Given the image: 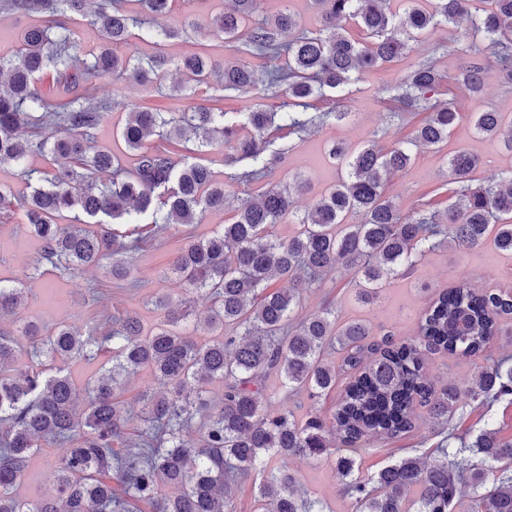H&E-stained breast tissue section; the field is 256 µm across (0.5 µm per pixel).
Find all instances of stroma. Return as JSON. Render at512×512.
<instances>
[{
  "instance_id": "obj_1",
  "label": "stroma",
  "mask_w": 512,
  "mask_h": 512,
  "mask_svg": "<svg viewBox=\"0 0 512 512\" xmlns=\"http://www.w3.org/2000/svg\"><path fill=\"white\" fill-rule=\"evenodd\" d=\"M226 0H175L170 14L148 18L146 26L183 29L181 38L165 43V52L173 57L190 53H207L216 59L243 63L254 70H262L264 59L242 56L219 38L206 34L212 17L223 10ZM454 30L446 26L412 43L410 49L395 64L365 73L355 84L345 89L331 90L321 102V109H336L345 118L315 129L301 138L289 137L288 152L277 168L274 181L289 182L300 177L307 180L312 191L297 198L294 209L306 213L317 194L333 185L338 169L325 155L327 141L342 140L351 147L376 142L380 147L391 146L396 140L407 137L419 115L394 113L389 85L397 83L419 62L431 61L445 76L437 95L439 101H454L462 119L447 144L439 148H418L410 166L390 182L389 192L402 211L408 212L418 200H430L439 208L448 205L445 185L449 178L448 159L459 149L478 155L482 167L477 171L479 180L487 181L501 172L512 170V150L504 136L483 137L473 131L472 120L481 112L493 110L504 117H512V89H505L500 72L487 66L483 73L484 89L471 95L451 84L462 56L471 49H478L483 56H490L489 41L477 39L475 46L460 42L455 51H448V42H454ZM172 80L157 85H140L114 76L105 79L100 92L113 96L117 109L96 129L94 147H109L123 151L124 145L113 136V129L125 118L124 106L134 103L142 108H160L181 112L206 104L210 95L207 86L187 91L181 98L172 95ZM226 214L222 211L206 212L201 223L170 227L163 231L144 229L143 242L133 259L132 273L144 282L143 288L131 291L124 281L115 279L108 268L90 270H53L35 278L31 272L36 265L41 245L27 231L19 212L0 209V279L24 289L25 304L17 312V323L34 322L50 326L68 320L82 331L105 332L109 315L136 311L144 326H152L160 317L149 299L154 292L172 295L181 292L179 282L169 274L168 268L174 254L185 244L188 236L206 235L222 225ZM469 280L477 287L487 289L512 286V254L497 251L493 245L459 253L450 249L428 254L418 262L408 275L387 285L377 303L366 306L358 303L350 289L348 277L325 281L321 288L306 294L297 309L298 316L308 317L317 313L324 302H331L338 321L364 320L375 327L391 330L396 336L415 335L417 320L440 291ZM98 292L95 304H88L89 289ZM502 336L490 343L483 358L434 356L425 373L431 381L452 383L459 387L470 385L482 359H499L512 353V318L500 321ZM417 420L411 431L395 438L374 437L356 453L361 475L367 476L394 463L405 454L432 458L438 449L447 447L445 435L434 431L425 408H417ZM452 425L456 434L472 438L481 430L496 429L501 438L512 440V402L503 400L492 408L477 406L469 397H461L459 409ZM64 453L62 445L48 443L20 484L22 496L37 499L51 493L55 487L56 469ZM298 473L304 489L310 496L324 500L331 512H351V505L341 493V478L335 468L334 457L319 459L295 458L289 463Z\"/></svg>"
}]
</instances>
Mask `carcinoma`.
<instances>
[{
	"instance_id": "1",
	"label": "carcinoma",
	"mask_w": 512,
	"mask_h": 512,
	"mask_svg": "<svg viewBox=\"0 0 512 512\" xmlns=\"http://www.w3.org/2000/svg\"><path fill=\"white\" fill-rule=\"evenodd\" d=\"M116 0H3L4 10L37 18L16 48L0 54V165H22L30 153L50 151L55 168L24 170L32 191L14 197L29 232L41 243V264L77 270L112 262L111 273L137 288L123 255L138 249L137 230L121 232L105 219L129 224L132 214H151L155 226L199 224L204 212L231 210L225 224L209 235L192 236L174 256L169 270L182 282V295L152 296L160 312L152 327L134 311L112 316L104 334L84 336L63 320L53 327L28 324L0 327V512H237L235 490L247 477L260 476L255 512H327V506L298 489L292 458L335 456L346 478L342 491L352 512H455L463 489L475 497V512H512V441L486 429L468 443L450 423L462 394L487 405L512 397V366L505 356L479 366L469 387L437 385L425 376L431 356L475 357L499 338L500 319L512 317V292L479 289L467 281L437 294L418 322L417 335L396 341L393 332L374 340L363 320L340 323L330 306L304 319L293 317L304 294L336 275H352L361 304H371L392 279L407 274L427 253L453 247L465 252L492 241L512 254V171L487 184L475 183L479 159L459 150L449 160L448 194L439 209L420 200L404 213L389 194L390 178L411 163L410 146L435 147L448 140L461 120L454 103L434 99L439 74L429 62L418 64L394 87L402 110L425 112L410 136L389 150L376 143L351 148L330 145L329 155L343 171L319 194L295 234L275 228L292 215L294 186L262 188L229 208L224 183L249 187L265 181L288 149L275 145L301 135L345 112L308 115L306 100L326 89H343L360 76L396 62L410 43L469 15L474 0H313L321 26L299 31L295 17L281 11L251 26L261 0H231L210 23L214 35L237 51L263 56L270 65L262 78L248 67L220 66L201 54L180 58L163 53L119 56L141 35L139 14L165 16L174 0H133L138 12L114 7ZM472 26L457 31L459 41L482 36L493 45L492 58L464 59L453 80L472 93L482 91L487 63L499 67L512 85V0H492ZM102 30L104 42L85 51L72 25L86 16ZM354 25L366 40H354ZM295 37L285 41L287 34ZM173 71V90L206 84L219 103L226 91L272 92L288 97V112H267L259 104L245 113L253 130L241 138L224 123L222 108L198 106L177 116L132 107L119 138L135 156L125 170L107 150L92 151V131L112 112V99L98 96L102 80L114 75L137 83L158 82ZM303 111H298V108ZM31 129L34 139L19 141ZM474 130L486 136L507 132L512 121L482 112ZM158 137L181 140L180 160L169 150L148 146ZM224 150V182L197 157L200 148ZM110 174L104 181L100 175ZM74 211L95 220L92 231L62 226L56 217ZM358 213V224L344 223ZM210 303L202 327H189L194 296ZM22 289L0 285V322L20 306ZM208 337H197L198 330ZM344 351L343 364L325 360ZM28 363H20L21 356ZM100 360L98 372L77 385L56 361ZM349 373L330 416L316 402L336 387L338 370ZM142 371L159 388L138 394L139 425L130 430L123 385ZM280 381V408L264 404L267 381ZM218 383L221 395L212 396ZM310 401L302 420L292 405ZM429 422L459 448H444L430 461L408 455L370 478L354 475L351 453L367 436L395 437L414 427L417 406ZM200 437L187 438L194 420ZM125 441L117 450L112 444ZM46 441L66 447L53 492L28 499L18 487ZM339 442L336 448L333 442ZM500 464L486 482L483 464Z\"/></svg>"
}]
</instances>
